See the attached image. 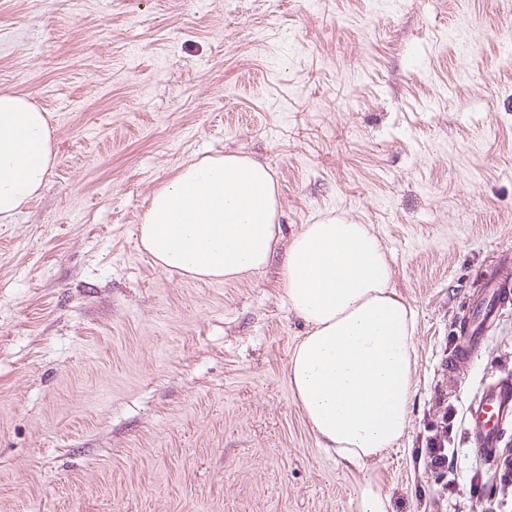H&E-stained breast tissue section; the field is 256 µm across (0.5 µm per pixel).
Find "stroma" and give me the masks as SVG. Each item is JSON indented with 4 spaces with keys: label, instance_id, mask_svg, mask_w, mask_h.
Returning <instances> with one entry per match:
<instances>
[{
    "label": "stroma",
    "instance_id": "1",
    "mask_svg": "<svg viewBox=\"0 0 512 512\" xmlns=\"http://www.w3.org/2000/svg\"><path fill=\"white\" fill-rule=\"evenodd\" d=\"M512 0H0V91L58 162L0 224V512H357L361 478L292 399L307 330L282 260L305 224H365L417 313L408 427L374 472L392 512H512L467 406L512 370V305L449 384L476 274L512 251ZM268 165V267L166 273L140 249L183 165ZM444 422L458 492L429 474Z\"/></svg>",
    "mask_w": 512,
    "mask_h": 512
}]
</instances>
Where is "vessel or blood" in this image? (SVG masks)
Listing matches in <instances>:
<instances>
[{
    "mask_svg": "<svg viewBox=\"0 0 512 512\" xmlns=\"http://www.w3.org/2000/svg\"><path fill=\"white\" fill-rule=\"evenodd\" d=\"M477 282L469 300L468 319L461 322L456 348L444 365L445 371L452 375L482 343L486 331L496 321L503 301L512 297V253L496 254ZM469 413L472 450L484 460L497 459L501 428L512 418V372H491L484 381L478 401L471 403Z\"/></svg>",
    "mask_w": 512,
    "mask_h": 512,
    "instance_id": "obj_1",
    "label": "vessel or blood"
}]
</instances>
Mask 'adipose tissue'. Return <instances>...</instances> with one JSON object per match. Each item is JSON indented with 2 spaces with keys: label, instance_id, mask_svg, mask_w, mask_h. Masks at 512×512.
<instances>
[{
  "label": "adipose tissue",
  "instance_id": "obj_1",
  "mask_svg": "<svg viewBox=\"0 0 512 512\" xmlns=\"http://www.w3.org/2000/svg\"><path fill=\"white\" fill-rule=\"evenodd\" d=\"M57 163L46 112L0 92V223L14 221ZM270 168L237 154L189 164L154 192L140 243L165 272L230 281L265 268L281 233ZM285 300L306 324L288 361L291 395L320 447L357 468V512H391L371 466L409 423L416 314L391 284L387 249L367 225H302L282 267Z\"/></svg>",
  "mask_w": 512,
  "mask_h": 512
}]
</instances>
